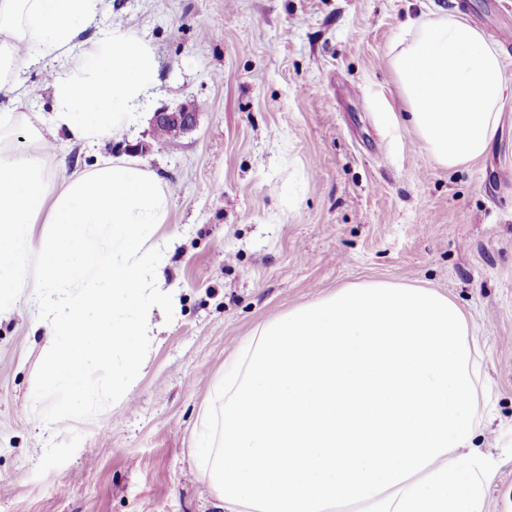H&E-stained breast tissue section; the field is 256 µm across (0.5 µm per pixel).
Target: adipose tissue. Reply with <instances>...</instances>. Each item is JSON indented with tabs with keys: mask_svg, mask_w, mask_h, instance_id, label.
<instances>
[{
	"mask_svg": "<svg viewBox=\"0 0 512 512\" xmlns=\"http://www.w3.org/2000/svg\"><path fill=\"white\" fill-rule=\"evenodd\" d=\"M102 0H0V131L22 105L26 69L60 63L51 74L55 105L35 122L87 144L123 131L156 77L151 47L128 28L75 46ZM409 38L389 61L406 101L407 122L441 166L456 169L484 156L495 139L505 100L500 52L484 33L452 14L409 25ZM37 154L0 145V312L22 286L27 260L42 273V318L50 336L41 394L78 413L88 380L120 360L127 373L144 368L136 339L151 329L164 292L144 282L164 257L148 247L164 223L168 196L151 172L129 161H104L71 176L47 199ZM52 233L34 240L39 216ZM106 248H99L98 239Z\"/></svg>",
	"mask_w": 512,
	"mask_h": 512,
	"instance_id": "1",
	"label": "adipose tissue"
}]
</instances>
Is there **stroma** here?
Segmentation results:
<instances>
[{
    "label": "stroma",
    "mask_w": 512,
    "mask_h": 512,
    "mask_svg": "<svg viewBox=\"0 0 512 512\" xmlns=\"http://www.w3.org/2000/svg\"><path fill=\"white\" fill-rule=\"evenodd\" d=\"M451 0H104L83 32L122 22L148 44L157 77L119 136L58 133L41 153L47 191L63 171L138 163L169 196L151 243L173 242L152 309L148 362L125 380L99 369L81 415L36 398L50 346L40 271L0 315V512H224L196 467L224 361L262 323L367 282L433 288L468 315L485 374L477 431L495 464L486 512H512V98L489 152L440 166L407 126L388 67L408 19ZM7 130L41 152L33 113L51 111L42 65ZM191 101L196 128L162 140L153 112Z\"/></svg>",
    "instance_id": "35a3bbf8"
}]
</instances>
